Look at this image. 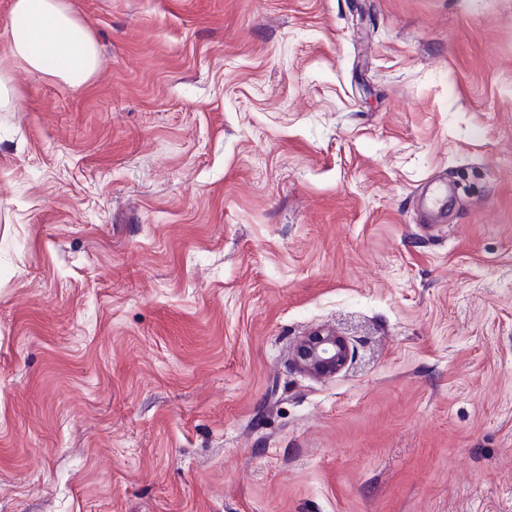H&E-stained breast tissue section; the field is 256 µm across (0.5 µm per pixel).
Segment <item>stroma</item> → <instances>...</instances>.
I'll return each mask as SVG.
<instances>
[{
    "mask_svg": "<svg viewBox=\"0 0 512 512\" xmlns=\"http://www.w3.org/2000/svg\"><path fill=\"white\" fill-rule=\"evenodd\" d=\"M69 2L97 71L0 110V512H512V0ZM348 358L345 339L327 329H317L303 336L295 348L297 366L315 377L335 375L345 367Z\"/></svg>",
    "mask_w": 512,
    "mask_h": 512,
    "instance_id": "obj_1",
    "label": "stroma"
}]
</instances>
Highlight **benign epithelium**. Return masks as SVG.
<instances>
[{"instance_id": "benign-epithelium-1", "label": "benign epithelium", "mask_w": 512, "mask_h": 512, "mask_svg": "<svg viewBox=\"0 0 512 512\" xmlns=\"http://www.w3.org/2000/svg\"><path fill=\"white\" fill-rule=\"evenodd\" d=\"M349 349L343 337L317 329L302 337L295 348V362L305 373L326 377L340 372L348 362Z\"/></svg>"}]
</instances>
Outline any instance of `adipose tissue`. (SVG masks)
Returning a JSON list of instances; mask_svg holds the SVG:
<instances>
[{
  "label": "adipose tissue",
  "instance_id": "ef3b65f1",
  "mask_svg": "<svg viewBox=\"0 0 512 512\" xmlns=\"http://www.w3.org/2000/svg\"><path fill=\"white\" fill-rule=\"evenodd\" d=\"M0 33L7 45L0 53V107L15 104L14 67L58 78L77 89L99 66L96 42L68 0H12L10 21Z\"/></svg>",
  "mask_w": 512,
  "mask_h": 512
}]
</instances>
